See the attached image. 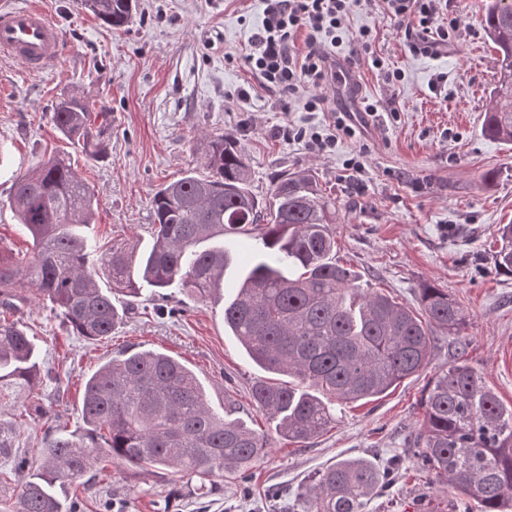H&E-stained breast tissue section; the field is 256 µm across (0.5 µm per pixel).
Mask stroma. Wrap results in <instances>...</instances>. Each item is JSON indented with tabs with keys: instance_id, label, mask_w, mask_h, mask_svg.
I'll use <instances>...</instances> for the list:
<instances>
[{
	"instance_id": "stroma-1",
	"label": "stroma",
	"mask_w": 512,
	"mask_h": 512,
	"mask_svg": "<svg viewBox=\"0 0 512 512\" xmlns=\"http://www.w3.org/2000/svg\"><path fill=\"white\" fill-rule=\"evenodd\" d=\"M61 30L65 51L49 69L34 72L0 58V241L23 254L8 198L16 175L54 153L94 194L89 232L103 247L134 240L151 243L150 200L186 171H202V138L233 132L249 160L253 190L265 196L281 174L314 168L323 192L336 199V259L362 282L399 304L419 309V287L448 290L467 322L456 335H437L425 368L374 400L340 403L336 422L310 443L281 438L276 424L252 408V383L265 373L224 327V305L191 298L178 288H144L112 340L92 342L68 334L49 305H25L17 317L29 328L58 387L41 391L42 417L15 427L12 409L0 410L11 430V451L32 454L56 429L83 425L82 385L123 349H158L190 367L210 405L234 401V417L270 439L265 457L243 476L212 478L199 492L168 470L108 463L94 491L76 481L61 488L84 512H282L292 492L342 458H368L392 467L383 493L364 512H481L421 469L411 452L424 409L420 399L435 373L466 350L504 405H512V279L491 261L497 230L512 224V146L480 133L485 99L499 73L482 23L483 0H452L461 25L447 50L432 57L413 52L404 31L366 7L346 20L340 57L353 66L361 101L346 103L341 87L326 88L332 106L361 111L369 100L380 117L365 135L367 152L350 139L317 154L283 140L292 124L328 129L326 112H306L296 100L258 88L242 60L263 18L262 0H134L125 29L104 25L77 0H38ZM371 28L375 49L404 78L390 87L359 53L361 29ZM248 91V100L237 97ZM89 98L107 113L102 157L89 159L61 139L51 122L57 100ZM397 118H390V111ZM361 155L364 169L346 177L345 164ZM497 172L492 184L486 172Z\"/></svg>"
}]
</instances>
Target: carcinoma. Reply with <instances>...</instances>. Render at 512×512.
<instances>
[{
	"label": "carcinoma",
	"instance_id": "obj_1",
	"mask_svg": "<svg viewBox=\"0 0 512 512\" xmlns=\"http://www.w3.org/2000/svg\"><path fill=\"white\" fill-rule=\"evenodd\" d=\"M90 12L122 29L132 0H94ZM483 26L497 51L499 77L489 94L481 135L512 145V0H485ZM51 121L62 138L90 158L104 152V125H96L90 100L60 98ZM206 176L187 172L151 199L150 247L114 243L103 250L87 234L93 193L58 155L17 177L9 204L31 241L21 260L0 245V408L24 396L26 417L43 415L39 390L56 379L39 364L26 326L8 319L18 292L34 291L76 336L102 340L126 317L128 306L112 294L137 298L141 284L187 288L199 299L220 289L229 264L228 237L250 254L230 301L224 325L250 359L294 379L251 386V403L278 420L277 433L306 443L336 422L335 404L380 396L419 373L434 336L458 334L466 316L448 290L420 286L416 312L336 262L335 203L311 170L273 181L266 197L252 190L251 167L230 134L203 143ZM493 261L512 277V224L503 227ZM106 276L107 286L97 278ZM321 392L325 398L315 395ZM425 415L415 438L418 458L455 493L473 496L483 512H512V406L506 407L460 352L436 373L423 397ZM215 411L197 376L177 359L154 350L125 351L86 381L81 406L84 432L60 430L32 459L0 466V484L28 470L11 512H82L56 487L92 471L103 458L120 464L169 468L180 477L222 476L264 457L267 436ZM384 473L365 458L338 461L296 493L297 512H362Z\"/></svg>",
	"mask_w": 512,
	"mask_h": 512
}]
</instances>
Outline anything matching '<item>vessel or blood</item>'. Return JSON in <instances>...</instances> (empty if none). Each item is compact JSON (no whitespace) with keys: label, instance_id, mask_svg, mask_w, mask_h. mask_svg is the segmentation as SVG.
I'll use <instances>...</instances> for the list:
<instances>
[{"label":"vessel or blood","instance_id":"b4317fda","mask_svg":"<svg viewBox=\"0 0 512 512\" xmlns=\"http://www.w3.org/2000/svg\"><path fill=\"white\" fill-rule=\"evenodd\" d=\"M58 27L36 5L0 8V56L22 62L37 71L49 67L62 54Z\"/></svg>","mask_w":512,"mask_h":512}]
</instances>
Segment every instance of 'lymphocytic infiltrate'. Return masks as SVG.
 I'll use <instances>...</instances> for the list:
<instances>
[{
    "instance_id": "lymphocytic-infiltrate-1",
    "label": "lymphocytic infiltrate",
    "mask_w": 512,
    "mask_h": 512,
    "mask_svg": "<svg viewBox=\"0 0 512 512\" xmlns=\"http://www.w3.org/2000/svg\"><path fill=\"white\" fill-rule=\"evenodd\" d=\"M357 0H263V19L251 37L245 61L258 85L283 95L308 88L303 107L309 112L328 110L321 88L333 85L337 77L330 66L331 51L343 42L344 21ZM404 27L413 37L414 50L434 54L447 46L457 29L456 19L440 24L448 0H365ZM334 133L321 134L317 128L288 126L282 137L305 144L319 152L332 150L338 139L352 138L356 128L345 112L332 114Z\"/></svg>"
}]
</instances>
